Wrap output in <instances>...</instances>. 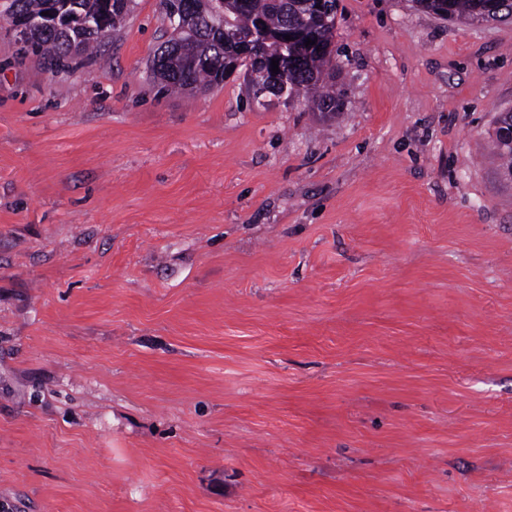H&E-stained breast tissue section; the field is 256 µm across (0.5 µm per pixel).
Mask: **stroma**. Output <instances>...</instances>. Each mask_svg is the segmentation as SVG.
Here are the masks:
<instances>
[{
    "instance_id": "1",
    "label": "stroma",
    "mask_w": 512,
    "mask_h": 512,
    "mask_svg": "<svg viewBox=\"0 0 512 512\" xmlns=\"http://www.w3.org/2000/svg\"><path fill=\"white\" fill-rule=\"evenodd\" d=\"M168 37L0 21V512H512V19L340 0L325 120ZM45 1H5L7 6L3 14V20L8 25V30L17 39H27L23 42L26 50L46 60L50 67H65L69 59L84 54L94 42L104 38L102 35H99L107 32L104 24L99 23L98 34L97 31H91L96 29V25L91 19L84 22L85 27L75 21L73 26H67L62 32L48 30L62 29L73 19L74 16L72 14L63 13V10L60 8L64 1L49 0L45 10L49 11V15H41V17L36 18L25 15L41 13ZM12 2L15 5H12ZM31 33L33 34L31 35Z\"/></svg>"
}]
</instances>
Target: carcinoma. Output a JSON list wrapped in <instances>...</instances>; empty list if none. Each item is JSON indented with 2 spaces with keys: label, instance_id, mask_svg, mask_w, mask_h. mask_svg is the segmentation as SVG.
Segmentation results:
<instances>
[{
  "label": "carcinoma",
  "instance_id": "cac0c4a2",
  "mask_svg": "<svg viewBox=\"0 0 512 512\" xmlns=\"http://www.w3.org/2000/svg\"><path fill=\"white\" fill-rule=\"evenodd\" d=\"M75 2L77 13L104 20L114 32L123 26L135 0H128L123 13L112 10L109 0ZM196 2L198 7L186 13V30L179 38H171L160 51L166 56L164 71L160 74L152 71L165 87L203 90L222 82L226 61L235 51V46L225 41L222 29L247 35L264 28L270 36L266 60L240 63L248 93H253L260 84L285 83L286 98L301 97L322 115L342 108V99L333 88L337 0H248L243 10L235 8L230 0H222V6L211 0ZM416 3L434 15L444 10L450 20L512 18V0H416ZM286 35L291 36V41L284 39ZM99 39L98 32L76 23L62 32L38 30L24 42V47L46 60L50 67L63 68L68 60L84 54ZM309 39L315 44L308 47L305 41ZM187 59L193 60L195 66L188 67ZM273 59L280 63L275 73L271 66Z\"/></svg>",
  "mask_w": 512,
  "mask_h": 512
}]
</instances>
